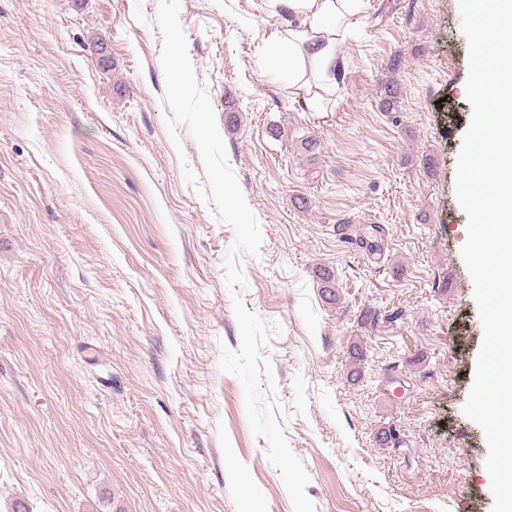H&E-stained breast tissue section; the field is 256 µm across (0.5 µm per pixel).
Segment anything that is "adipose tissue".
Listing matches in <instances>:
<instances>
[{
    "label": "adipose tissue",
    "instance_id": "1",
    "mask_svg": "<svg viewBox=\"0 0 512 512\" xmlns=\"http://www.w3.org/2000/svg\"><path fill=\"white\" fill-rule=\"evenodd\" d=\"M288 22L267 40L263 68H282L292 97L311 112L325 111L324 96L336 83L338 50L361 0H265Z\"/></svg>",
    "mask_w": 512,
    "mask_h": 512
}]
</instances>
